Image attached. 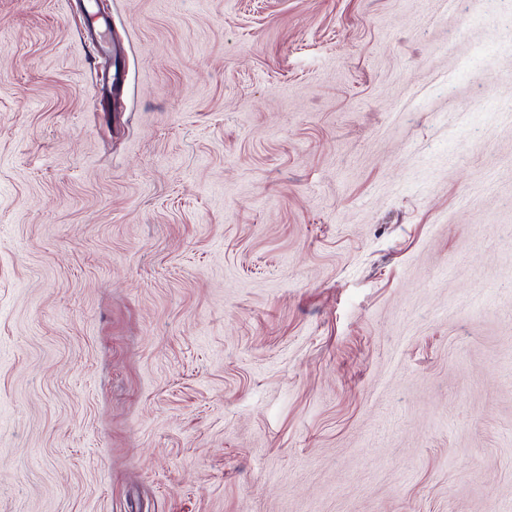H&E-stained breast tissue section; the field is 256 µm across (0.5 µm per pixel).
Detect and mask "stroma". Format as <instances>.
<instances>
[{
    "label": "stroma",
    "instance_id": "stroma-1",
    "mask_svg": "<svg viewBox=\"0 0 512 512\" xmlns=\"http://www.w3.org/2000/svg\"><path fill=\"white\" fill-rule=\"evenodd\" d=\"M89 4L0 0V512H512V0Z\"/></svg>",
    "mask_w": 512,
    "mask_h": 512
}]
</instances>
